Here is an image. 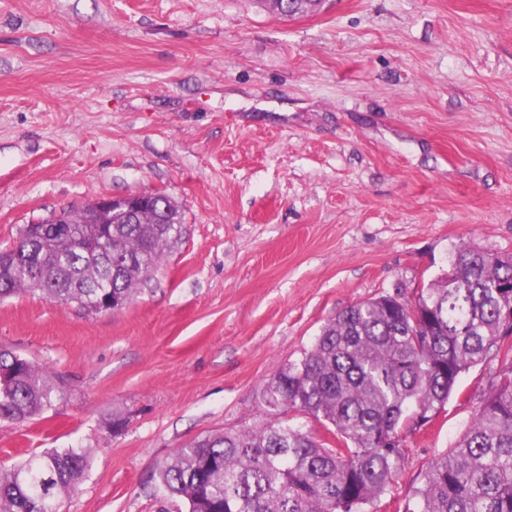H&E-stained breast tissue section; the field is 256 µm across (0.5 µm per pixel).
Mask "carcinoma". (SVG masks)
<instances>
[{"label":"carcinoma","mask_w":512,"mask_h":512,"mask_svg":"<svg viewBox=\"0 0 512 512\" xmlns=\"http://www.w3.org/2000/svg\"><path fill=\"white\" fill-rule=\"evenodd\" d=\"M317 11L321 0H291L283 16ZM175 224H108L105 243L85 252L97 228L72 223L25 228L18 263L0 276V300L21 292L90 312L139 282L182 239ZM108 282L109 288L97 284ZM416 311L390 295L351 305L329 320L301 358L262 387L275 421L208 435L160 463L153 479L185 512H368L390 489L405 456V432L445 409L460 376L490 357L512 323V257L461 244L448 273L416 293ZM62 395L30 360L0 350V421L22 425ZM323 425L320 439L288 419ZM88 466L76 448L31 454L0 472V512H59ZM405 512H512V365L498 372L465 434L429 466Z\"/></svg>","instance_id":"carcinoma-1"}]
</instances>
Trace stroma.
<instances>
[{
	"label": "stroma",
	"instance_id": "obj_1",
	"mask_svg": "<svg viewBox=\"0 0 512 512\" xmlns=\"http://www.w3.org/2000/svg\"><path fill=\"white\" fill-rule=\"evenodd\" d=\"M141 191L181 207L183 237L128 305L0 302V349L64 392L0 421V470L84 449L61 512H176L158 464L269 422L262 386L338 312L412 299L461 244L512 257V0L290 18L256 0H0V248ZM506 364L462 374L370 512H404Z\"/></svg>",
	"mask_w": 512,
	"mask_h": 512
}]
</instances>
